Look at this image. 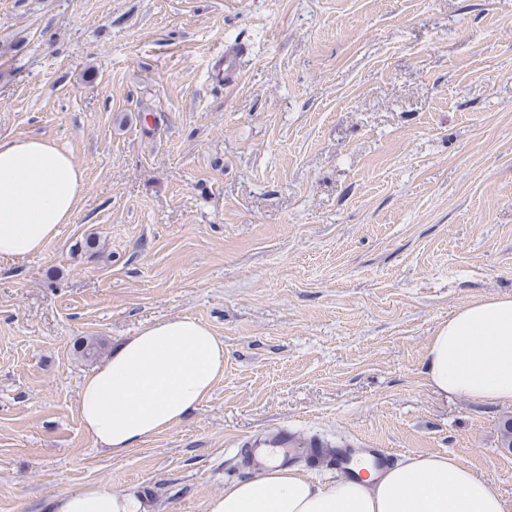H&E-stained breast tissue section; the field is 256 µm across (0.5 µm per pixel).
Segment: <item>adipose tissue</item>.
<instances>
[{"label":"adipose tissue","instance_id":"adipose-tissue-1","mask_svg":"<svg viewBox=\"0 0 512 512\" xmlns=\"http://www.w3.org/2000/svg\"><path fill=\"white\" fill-rule=\"evenodd\" d=\"M85 172L55 142L0 138V259L40 254L82 197ZM427 386L487 405H512V296L459 307L431 336ZM224 377V341L191 316L160 320L126 337L86 374L78 414L96 446L121 456L181 423ZM46 512H145L142 496L90 483L57 495ZM207 512H506L489 479L458 456L411 457L380 474L329 486L268 456L251 479L225 486Z\"/></svg>","mask_w":512,"mask_h":512}]
</instances>
